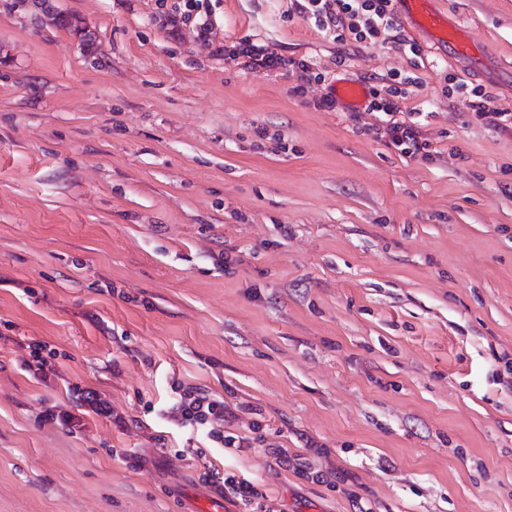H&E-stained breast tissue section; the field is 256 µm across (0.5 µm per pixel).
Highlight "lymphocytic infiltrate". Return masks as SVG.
<instances>
[{"label":"lymphocytic infiltrate","mask_w":512,"mask_h":512,"mask_svg":"<svg viewBox=\"0 0 512 512\" xmlns=\"http://www.w3.org/2000/svg\"><path fill=\"white\" fill-rule=\"evenodd\" d=\"M165 25L179 29L192 28L203 43H210L214 23L207 0H156ZM289 16L313 23L323 38L339 44L356 43L365 48L391 46L414 57H422L421 44L408 37L399 24L396 0H290ZM215 55H229L241 60L244 69L252 73L283 72L297 81L294 93H304L306 87L319 85L323 94L316 108L333 111L340 103L331 86V74L308 58H284L268 47L244 39L230 47L218 46ZM422 87L417 73L391 70L375 78L368 86L365 111L375 116L376 135L395 154L407 160L430 162L435 150L424 136L418 120L419 112L411 102ZM444 93L449 101L461 102L475 120L506 133L512 132V110L498 107L494 95L480 83L461 76H451ZM169 418L184 427H203L216 447H250L249 437L229 432L228 427L238 415L222 397L197 386L176 383ZM202 483L220 496H231L243 512H267L263 495L247 479H240L208 466L200 475Z\"/></svg>","instance_id":"obj_1"}]
</instances>
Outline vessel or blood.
Listing matches in <instances>:
<instances>
[{
	"instance_id": "1",
	"label": "vessel or blood",
	"mask_w": 512,
	"mask_h": 512,
	"mask_svg": "<svg viewBox=\"0 0 512 512\" xmlns=\"http://www.w3.org/2000/svg\"><path fill=\"white\" fill-rule=\"evenodd\" d=\"M405 20L443 48L449 59L463 60L480 66L483 56L468 36L448 16L436 10L432 0H402Z\"/></svg>"
}]
</instances>
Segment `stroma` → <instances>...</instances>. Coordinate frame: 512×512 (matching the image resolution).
<instances>
[{
  "mask_svg": "<svg viewBox=\"0 0 512 512\" xmlns=\"http://www.w3.org/2000/svg\"><path fill=\"white\" fill-rule=\"evenodd\" d=\"M288 6L212 0L213 38L334 70ZM434 6L487 67L423 41L419 163L155 0H0V512H197L217 494L181 448L271 512H512V135L442 94L459 74L512 109V0ZM350 53L344 80L411 68ZM175 380L260 408L259 437L211 451L163 416ZM75 385L125 426L43 422L81 414ZM30 350L31 360L26 361L25 368L32 372L33 375L39 378L42 382H47L50 378L51 366H49L51 359L56 357V352L49 348L46 343L37 342L28 346ZM47 356L43 355L47 351Z\"/></svg>",
  "mask_w": 512,
  "mask_h": 512,
  "instance_id": "1",
  "label": "stroma"
}]
</instances>
